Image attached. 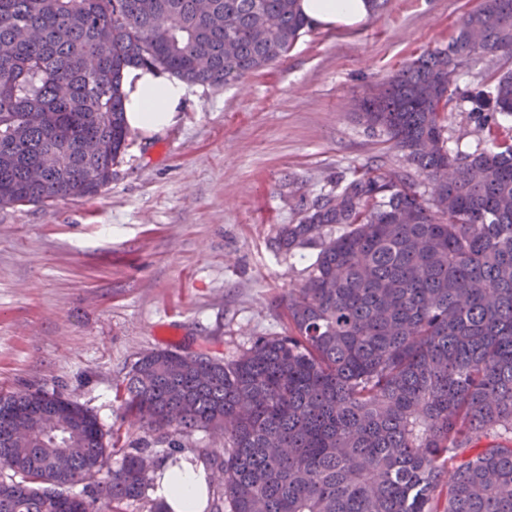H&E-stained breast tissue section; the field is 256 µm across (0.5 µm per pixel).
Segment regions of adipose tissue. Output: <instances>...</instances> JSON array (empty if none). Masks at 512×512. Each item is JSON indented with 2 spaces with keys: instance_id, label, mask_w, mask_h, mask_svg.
Listing matches in <instances>:
<instances>
[{
  "instance_id": "ef3b65f1",
  "label": "adipose tissue",
  "mask_w": 512,
  "mask_h": 512,
  "mask_svg": "<svg viewBox=\"0 0 512 512\" xmlns=\"http://www.w3.org/2000/svg\"><path fill=\"white\" fill-rule=\"evenodd\" d=\"M299 6L317 26L352 24L369 14L367 0H299ZM123 90L127 96L125 119L131 129L151 137L165 133L176 123L185 94L181 81L135 68L125 73ZM207 486L203 465L185 454L178 465L167 467L157 477L154 495L174 512H200L199 500Z\"/></svg>"
}]
</instances>
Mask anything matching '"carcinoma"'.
Here are the masks:
<instances>
[{
  "mask_svg": "<svg viewBox=\"0 0 512 512\" xmlns=\"http://www.w3.org/2000/svg\"><path fill=\"white\" fill-rule=\"evenodd\" d=\"M298 2L0 0V206L98 195L131 136L127 69L239 81L314 28ZM497 54H512V0H482L448 47L360 100L407 166L355 169L278 228V251L319 246L285 299L286 334L231 361L162 348L132 365L124 411L169 457L176 435L224 434L204 455L229 512H512V132L497 121L512 70L488 89L456 83ZM456 99L490 147H447ZM29 407L54 421L0 435V512H172L147 495L152 449L109 468L82 404L0 389V425Z\"/></svg>",
  "mask_w": 512,
  "mask_h": 512,
  "instance_id": "obj_1",
  "label": "carcinoma"
}]
</instances>
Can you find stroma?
Instances as JSON below:
<instances>
[{"instance_id": "35a3bbf8", "label": "stroma", "mask_w": 512, "mask_h": 512, "mask_svg": "<svg viewBox=\"0 0 512 512\" xmlns=\"http://www.w3.org/2000/svg\"><path fill=\"white\" fill-rule=\"evenodd\" d=\"M480 0H387L360 22L316 27L283 60L229 85L191 84L165 134L133 132L93 197L0 207V388L57 389L96 414L107 461L144 447L121 388L140 355L197 349L230 361L288 330L283 301L318 249L275 250L278 226L349 171L404 160L355 101ZM446 136L488 147L459 102Z\"/></svg>"}]
</instances>
